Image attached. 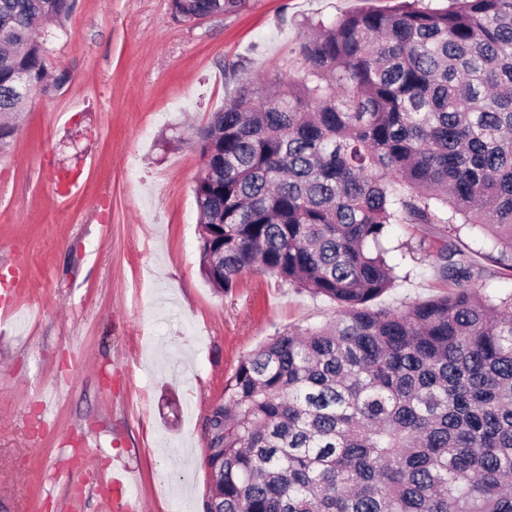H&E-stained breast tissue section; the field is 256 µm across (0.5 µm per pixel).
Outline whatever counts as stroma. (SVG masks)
Wrapping results in <instances>:
<instances>
[{
    "label": "stroma",
    "instance_id": "obj_1",
    "mask_svg": "<svg viewBox=\"0 0 512 512\" xmlns=\"http://www.w3.org/2000/svg\"><path fill=\"white\" fill-rule=\"evenodd\" d=\"M396 0H251L178 22L171 0H76L0 156V512H112L95 491L112 462L137 479L139 512H206V418L240 360L277 331L336 307L260 273L215 291L201 269L196 134L247 79L294 78L305 22ZM77 175L66 208L59 175ZM431 226L395 224L414 252L378 306L439 294L418 250ZM484 292H512L490 240L461 235Z\"/></svg>",
    "mask_w": 512,
    "mask_h": 512
}]
</instances>
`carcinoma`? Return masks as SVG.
Here are the masks:
<instances>
[{"mask_svg":"<svg viewBox=\"0 0 512 512\" xmlns=\"http://www.w3.org/2000/svg\"><path fill=\"white\" fill-rule=\"evenodd\" d=\"M410 0L310 25L299 80L246 82L197 133L201 267L336 305L240 361L207 417L216 512H512V292L489 296L456 240L512 269V0ZM75 0H0V115L68 80L38 21ZM250 0H171L173 17ZM24 78L28 93L18 92ZM393 224L443 225L447 293L402 310Z\"/></svg>","mask_w":512,"mask_h":512,"instance_id":"cac0c4a2","label":"carcinoma"}]
</instances>
